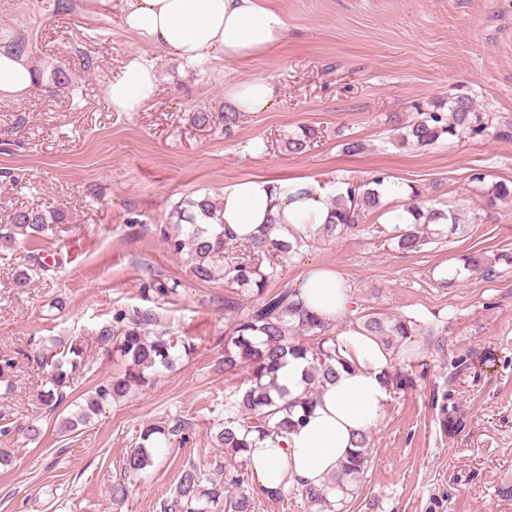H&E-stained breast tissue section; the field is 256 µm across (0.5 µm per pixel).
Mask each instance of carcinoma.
Returning a JSON list of instances; mask_svg holds the SVG:
<instances>
[{
    "mask_svg": "<svg viewBox=\"0 0 512 512\" xmlns=\"http://www.w3.org/2000/svg\"><path fill=\"white\" fill-rule=\"evenodd\" d=\"M241 113H193L196 126L220 127L230 133L240 122ZM485 129L483 115L474 111L473 101L464 96L454 98L446 112H419L417 117L397 134L398 141L418 147L436 145L464 130L481 132ZM318 138V130L302 126L288 136L286 149L291 154H304ZM386 174L377 172L362 181L341 177L336 181V195L332 199L333 220L318 232L333 236L351 231L364 223V219L381 208V195L375 187L381 185ZM488 202L512 200V183H496L485 191ZM421 192L411 188L406 210L411 220L405 225H394L391 241L405 253H414L447 235L444 227L451 229L462 223L460 215L452 210L424 206L418 199ZM172 224L163 230V239L170 250L178 255L193 277L202 283L223 281L231 291L224 295V315L232 319L231 332L224 339V359L218 366L226 372L244 369L249 375V388L241 401L224 405V424L215 434L218 445L224 448V458L215 461V471L222 475L217 481L207 477L195 465L185 467L170 493L158 502L159 512H253V492L247 488V448L251 435L259 439L284 436L295 426L291 420L292 409L303 410L316 401L325 384L337 377L336 363L343 358L336 352L335 337L329 334L331 324L300 306L298 290L281 288L260 307L245 311L244 294L239 289L263 292L269 282L279 277L278 267L292 259L306 244L304 238L293 236L286 242L271 240L267 234L240 244L238 253L227 252L235 240L224 235L223 208L218 199L209 194L188 198L171 211ZM65 220V213H45L34 209H20L13 214L12 223L0 227V251L10 252L25 242L40 239L52 225ZM48 272L42 257L33 254L29 263L17 271L16 279L25 285L35 275ZM114 324L105 325L97 333L100 349L120 359L122 370L102 380L83 396L73 398L80 375L89 368L84 351L76 342L38 337L35 348L24 354L37 362L46 374L45 389L40 402L52 414L61 406H74L77 411L61 418L60 430L72 432L78 424L90 421L102 412L105 405L127 397L133 389L148 383L149 377L160 369H170L177 358L176 347L188 356L195 344L182 340L176 345L161 331L150 334L146 326L152 322L148 311H134L126 318L121 311L114 317ZM350 320L367 335L373 337L386 350L401 347L404 342L420 334L434 340V348L444 350L448 336V321L435 320L426 324L411 317L390 318L372 307L355 304ZM305 358L311 364L306 373L304 398L278 403L271 397L288 395L278 386L277 373L284 366L287 356ZM18 358L11 354L0 356V395L15 392L14 373ZM449 391L442 393L439 424L451 434L462 426L460 406L449 401ZM189 422L181 416L150 423L140 434V442L127 452L123 459L120 477L112 485L113 499L128 494L127 481L139 477L153 464L154 455L170 436L183 433ZM22 434L30 441L41 435V427L31 423L18 428L11 422H0V436L7 438ZM369 433L365 432L355 442L350 457L324 484L307 488L302 497L314 512H346L351 489L344 484L347 477L363 474L369 465Z\"/></svg>",
    "mask_w": 512,
    "mask_h": 512,
    "instance_id": "obj_1",
    "label": "carcinoma"
}]
</instances>
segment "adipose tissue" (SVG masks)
<instances>
[{"label": "adipose tissue", "instance_id": "1", "mask_svg": "<svg viewBox=\"0 0 512 512\" xmlns=\"http://www.w3.org/2000/svg\"><path fill=\"white\" fill-rule=\"evenodd\" d=\"M124 24L144 42L188 63H255L288 37L283 16L264 0H126ZM153 61L132 57L108 88L118 112H138L157 92ZM36 86L26 58L0 48V101H21ZM332 187L304 176H255L225 186L218 195L224 230L235 240H287L326 224ZM303 306L336 324V344L347 361L313 409L286 436L254 441L247 456L259 489H305L326 482L361 433L380 419L388 398L392 359L349 319L350 294L342 274L311 269L299 286Z\"/></svg>", "mask_w": 512, "mask_h": 512}]
</instances>
